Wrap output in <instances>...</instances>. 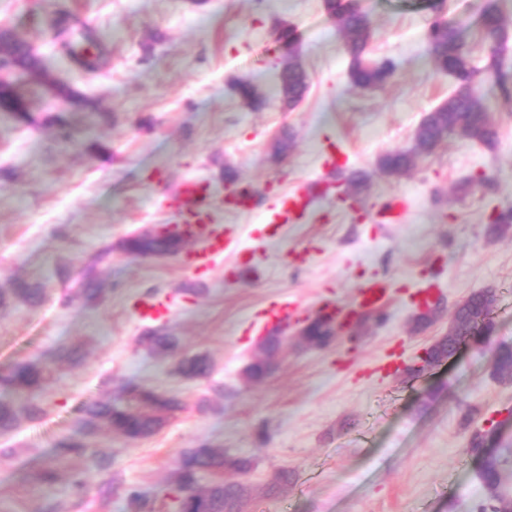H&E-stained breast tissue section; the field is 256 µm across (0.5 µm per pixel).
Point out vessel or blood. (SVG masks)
I'll return each instance as SVG.
<instances>
[{"mask_svg": "<svg viewBox=\"0 0 512 512\" xmlns=\"http://www.w3.org/2000/svg\"><path fill=\"white\" fill-rule=\"evenodd\" d=\"M308 203V187L284 195L268 219V230H275L279 225L298 219ZM172 206L181 235L185 239H199L204 243L203 248L193 254L194 267L199 270L212 268L217 258L230 250L231 241L225 237L223 228L211 221L212 197L208 184L194 178L182 180ZM388 300L387 284L373 281L358 289L355 303L349 309L329 304L325 311L335 316L342 326L351 329L361 313L381 310ZM295 309V303L287 300L269 304L257 313L251 324L252 332L261 336L270 328L287 324Z\"/></svg>", "mask_w": 512, "mask_h": 512, "instance_id": "vessel-or-blood-1", "label": "vessel or blood"}]
</instances>
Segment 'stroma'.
<instances>
[{"label": "stroma", "instance_id": "35a3bbf8", "mask_svg": "<svg viewBox=\"0 0 512 512\" xmlns=\"http://www.w3.org/2000/svg\"><path fill=\"white\" fill-rule=\"evenodd\" d=\"M484 4L446 2L479 66ZM360 7L372 22L371 57L396 64L378 90L351 84L343 33L323 0H0V23L38 45L46 69L22 86L37 126L0 119V286L13 277L46 283L39 304L0 310V369L63 342L81 356L54 366L43 415L0 436V512H128L130 488L143 496L141 512H175L169 476L180 450L200 441L253 458L248 474L224 472L246 489L243 512H476L485 494L468 440L506 418L512 380L494 376L491 347L471 344L439 366L414 368L456 307L484 289L496 295L493 344H512V230L486 236L489 215L512 207V105L491 104L494 148L453 136L408 175L383 177L378 158L411 147L455 83L427 52V0ZM63 17L102 39L104 69L88 73L60 59L55 25ZM281 21L299 33L309 75L292 110L275 84L286 58L274 31ZM50 80L80 97L65 110L68 140L46 120ZM240 80L264 93L261 110L239 100ZM284 130L294 144L276 162L271 146ZM335 149L345 164L323 167ZM228 167L252 191L247 211L224 206ZM355 171L366 176L357 190L348 182ZM187 177L212 188V220L236 249L201 274L190 266L193 241L164 258L127 255V236L172 223V197ZM307 184L303 218L267 237L279 198ZM393 198L407 209L387 224L379 213ZM89 268L104 290L96 306L77 294ZM376 280L391 286L381 321L321 349L299 346L295 327L323 304H350ZM426 283L438 289L440 312L422 328L413 298ZM283 295L296 312L277 369L248 382L244 369L260 342L249 319ZM148 296L168 300L166 317H136ZM157 328L178 336L182 353L207 356L210 375L183 378L171 358L151 353L140 338ZM393 352L399 367L379 372ZM133 386L176 396L182 408L130 444L103 430L99 446L117 451L110 469L87 474L81 458L60 457L55 443L86 402L126 403ZM50 460L58 463L51 485L37 477ZM283 469L287 486L268 492ZM79 472L85 484L77 488Z\"/></svg>", "mask_w": 512, "mask_h": 512}]
</instances>
